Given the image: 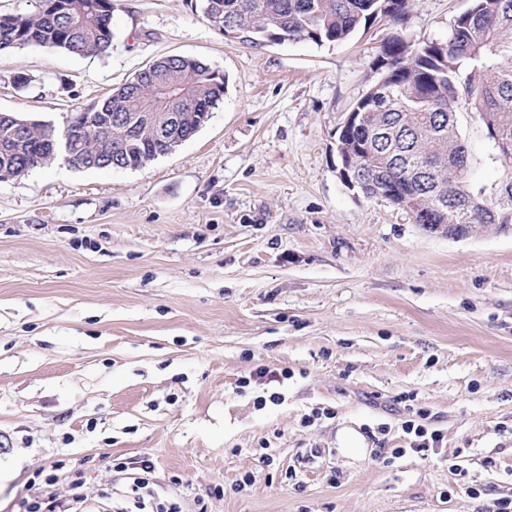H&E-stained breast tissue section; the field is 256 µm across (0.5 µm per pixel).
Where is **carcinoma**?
I'll use <instances>...</instances> for the list:
<instances>
[{
    "instance_id": "carcinoma-1",
    "label": "carcinoma",
    "mask_w": 512,
    "mask_h": 512,
    "mask_svg": "<svg viewBox=\"0 0 512 512\" xmlns=\"http://www.w3.org/2000/svg\"><path fill=\"white\" fill-rule=\"evenodd\" d=\"M28 16H0V50L41 46L101 56L112 46V0H41ZM209 23L220 18L253 47L280 42H344L388 19L403 22L411 0H201ZM376 90L356 101L368 126L342 124L339 172L350 190L396 205L409 202L417 224L512 225V0H472L445 40L418 47L400 34L377 57ZM224 73L194 57L154 60L88 112L71 162L86 169L143 168L168 146L144 116L181 115L180 136L193 137L223 101ZM474 114L506 171L492 189L469 179L470 153L458 124ZM52 125L10 115L0 120V181L55 160Z\"/></svg>"
}]
</instances>
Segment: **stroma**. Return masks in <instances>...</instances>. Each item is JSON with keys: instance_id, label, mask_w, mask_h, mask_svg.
<instances>
[{"instance_id": "35a3bbf8", "label": "stroma", "mask_w": 512, "mask_h": 512, "mask_svg": "<svg viewBox=\"0 0 512 512\" xmlns=\"http://www.w3.org/2000/svg\"><path fill=\"white\" fill-rule=\"evenodd\" d=\"M470 5L413 0L397 28L443 40ZM397 28L256 48L190 0H115L106 56L0 50V112L59 130L164 55L227 79L196 135L146 167L59 158L0 182V512L77 482L88 512H131L123 464L141 458L181 512H499L512 498V233L429 234L336 171L337 129ZM459 120L472 180L493 187L492 143ZM411 408L441 430L438 453L409 450ZM318 409L332 418L307 424ZM345 422L387 460L342 457Z\"/></svg>"}]
</instances>
